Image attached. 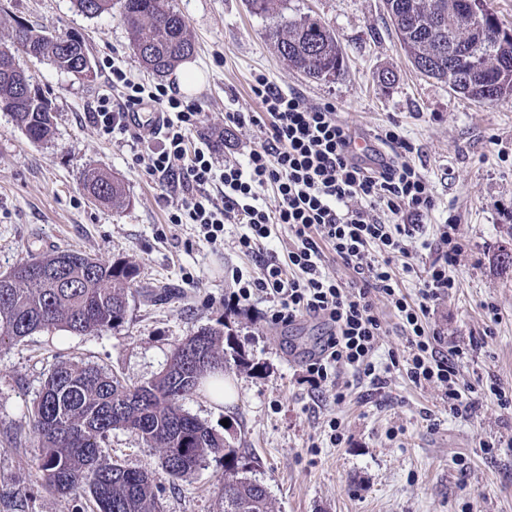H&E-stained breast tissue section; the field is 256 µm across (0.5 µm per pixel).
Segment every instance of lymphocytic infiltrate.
Returning <instances> with one entry per match:
<instances>
[{"label": "lymphocytic infiltrate", "mask_w": 512, "mask_h": 512, "mask_svg": "<svg viewBox=\"0 0 512 512\" xmlns=\"http://www.w3.org/2000/svg\"><path fill=\"white\" fill-rule=\"evenodd\" d=\"M106 67L112 91L98 97L91 118L103 134L128 143L133 162L147 175L179 188L169 223L197 225L213 246L223 243L225 225L243 227L236 245L255 257L257 266L247 274L233 270L225 309L239 314L260 299L267 304L262 315L267 324L288 326L309 317L326 325L299 384L333 391L341 404L353 383H382L384 374L401 365L416 386L442 388L452 416L488 399L507 407L494 382L462 394L457 364L465 353L458 347L444 351L442 330L427 321L432 304L458 286L452 270L462 246L451 217L437 225L434 240L419 239L418 220L434 213L437 200L430 180L410 161L415 147L399 125L376 134L386 154L378 166H370L353 152L355 138L334 103H308L259 73L252 84L258 111L224 113L225 129L255 127L259 133L240 151L229 152L219 169L210 143L191 142L200 124L197 105L165 84L134 81L116 62ZM145 105L160 114L150 136L132 117ZM269 189L274 192L270 205L263 200ZM278 227L287 229L291 242L283 258L267 247ZM414 241L438 256L419 273L411 299L402 293L396 272L414 271L407 261ZM333 261L348 271V280L330 273ZM380 298L394 309L405 339L402 355L390 356L384 365L375 359L384 334L375 311Z\"/></svg>", "instance_id": "lymphocytic-infiltrate-1"}]
</instances>
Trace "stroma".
<instances>
[{
    "mask_svg": "<svg viewBox=\"0 0 512 512\" xmlns=\"http://www.w3.org/2000/svg\"><path fill=\"white\" fill-rule=\"evenodd\" d=\"M168 4L183 15L196 43L189 63L203 81L185 98L201 109L198 138L220 148L256 137L253 128L225 132L224 108L255 110L250 86L257 72L310 103H336L360 136L375 135L392 120L401 124L440 203L436 221L454 216L463 245L453 269L458 286L433 306L429 320L449 346L466 352L461 388L493 379L512 393V268L494 263L499 250L512 245V99L481 105L420 74L401 50L383 0H286L285 16L317 18L339 39L346 70L330 81L288 68L266 38L268 19L254 14L247 0ZM20 23L83 37L97 69L86 79L16 55L50 101L55 133L48 142H31L12 113L0 111V272L28 255L70 248L131 263L137 292L118 328L96 336L42 331L0 346V512L94 510L89 496L46 490L30 466L37 449L28 411L59 361H82L138 385L164 371L174 348L207 326L230 333L247 363L224 374L233 402L216 403L199 390L181 407L239 449L275 512H512V456L480 448L512 443V408L486 402L454 418L441 388H416L396 370L384 388L355 387L337 405L297 382L321 325L303 318L268 326L251 312L225 313L224 293L232 285L226 270L255 267L235 246L241 226L226 225L223 245L213 248L195 225L168 224L175 190L133 165L129 147L102 135L90 119L107 88L105 60L118 59L135 81L176 88L180 69L161 76L145 70L115 8L89 16L73 0H0V45ZM388 70L396 75L391 85L381 79ZM96 168L123 182L124 207L88 198L83 177ZM189 274L194 283L186 282ZM157 284L170 294L154 305L141 291ZM490 304L497 319L487 313ZM329 415L344 436L334 446L321 429ZM103 451L112 462L152 476L163 512H224L223 455L207 456L181 481L138 435L113 431Z\"/></svg>",
    "mask_w": 512,
    "mask_h": 512,
    "instance_id": "obj_1",
    "label": "stroma"
}]
</instances>
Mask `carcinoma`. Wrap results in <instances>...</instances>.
Masks as SVG:
<instances>
[{
	"mask_svg": "<svg viewBox=\"0 0 512 512\" xmlns=\"http://www.w3.org/2000/svg\"><path fill=\"white\" fill-rule=\"evenodd\" d=\"M78 9L98 16L112 0H75ZM278 0H248L256 14L277 18L266 36L293 70L319 80L325 71L340 77L345 53L336 33L310 16L279 15ZM120 18L130 35L134 55L145 68L164 73L193 55L194 41L184 17L165 0H119ZM387 17L402 50L422 75L447 83L448 54L480 55L482 69L451 88L479 104L512 98V37H482L454 26L466 0H384ZM37 47L68 73L80 71L90 58L84 38L53 35L18 24L12 41ZM0 111L13 113L27 136L40 143L53 137L48 98L25 73L0 64ZM84 188L100 205L119 207L125 190L118 178L96 170ZM134 266L107 262L73 250L31 254L0 273V345L36 332L65 329L98 335L124 324ZM190 353L179 346L166 370L141 385H128L89 364H61L45 380L31 409L37 444L34 460L42 485L65 495L88 493L98 512H162L160 496L149 473L111 462L102 444L114 430L136 423L144 444L155 450L162 467L176 480H186L210 454L224 453V512H273L266 487L247 476L239 449L184 412L180 400L203 386L216 369L205 363L191 369L188 355L228 363L224 331L204 327L188 337Z\"/></svg>",
	"mask_w": 512,
	"mask_h": 512,
	"instance_id": "1",
	"label": "carcinoma"
}]
</instances>
